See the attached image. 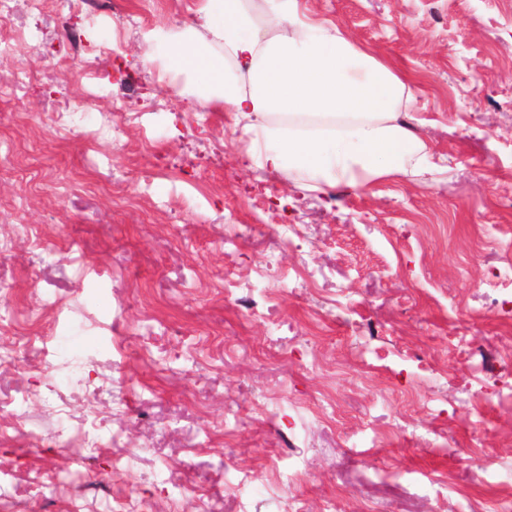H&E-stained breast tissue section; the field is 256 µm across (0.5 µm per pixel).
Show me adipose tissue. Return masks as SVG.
<instances>
[{
	"mask_svg": "<svg viewBox=\"0 0 512 512\" xmlns=\"http://www.w3.org/2000/svg\"><path fill=\"white\" fill-rule=\"evenodd\" d=\"M209 40L165 36L147 55L187 79H202L208 103L244 125L250 157L290 179L364 189L414 169L427 173L425 143L401 120L414 81L336 26L298 12L297 0H203Z\"/></svg>",
	"mask_w": 512,
	"mask_h": 512,
	"instance_id": "1",
	"label": "adipose tissue"
}]
</instances>
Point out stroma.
<instances>
[{"mask_svg":"<svg viewBox=\"0 0 512 512\" xmlns=\"http://www.w3.org/2000/svg\"><path fill=\"white\" fill-rule=\"evenodd\" d=\"M114 3L0 0V512H499L512 0H299L415 78L434 170L360 191L142 64L199 0Z\"/></svg>","mask_w":512,"mask_h":512,"instance_id":"35a3bbf8","label":"stroma"}]
</instances>
